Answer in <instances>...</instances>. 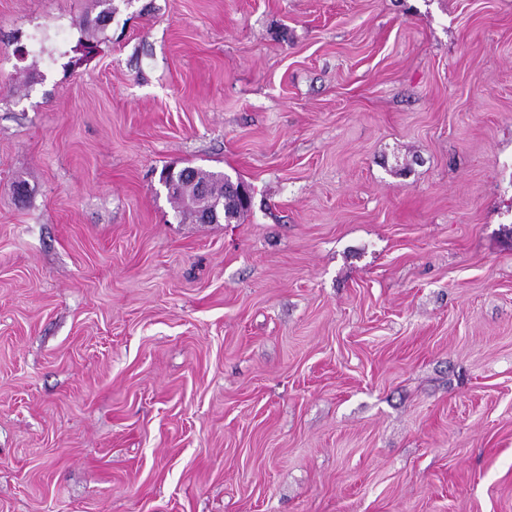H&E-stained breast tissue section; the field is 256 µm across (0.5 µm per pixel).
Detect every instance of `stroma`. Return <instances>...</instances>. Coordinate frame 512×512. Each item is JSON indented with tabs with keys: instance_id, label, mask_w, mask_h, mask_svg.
Returning a JSON list of instances; mask_svg holds the SVG:
<instances>
[{
	"instance_id": "obj_1",
	"label": "stroma",
	"mask_w": 512,
	"mask_h": 512,
	"mask_svg": "<svg viewBox=\"0 0 512 512\" xmlns=\"http://www.w3.org/2000/svg\"><path fill=\"white\" fill-rule=\"evenodd\" d=\"M101 9L0 0V512H512V0ZM186 172V178L183 174ZM177 181L176 187L168 193L175 200L179 213L197 218L190 212L184 210V202L186 198L193 197L199 191L200 187H204L210 196V206L217 207L218 213L216 217L208 223L218 224L221 221L229 224L233 220L240 219L250 208L243 204L242 200L229 190L230 177L224 173L206 171L196 167H184L174 173ZM189 206L195 210L197 216L206 221L209 215V204L200 200H191ZM222 206L224 210L222 211ZM197 218V219H199ZM199 219V220H200Z\"/></svg>"
}]
</instances>
